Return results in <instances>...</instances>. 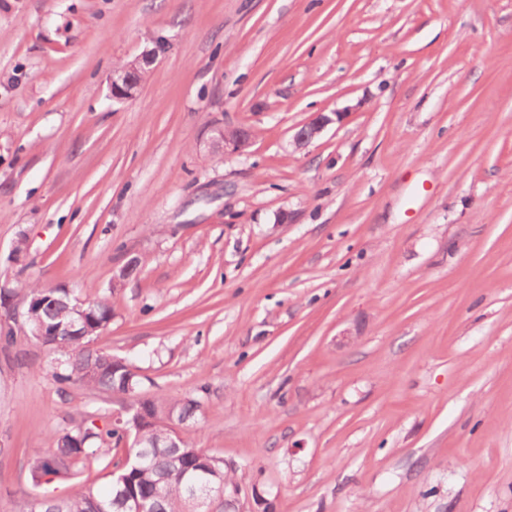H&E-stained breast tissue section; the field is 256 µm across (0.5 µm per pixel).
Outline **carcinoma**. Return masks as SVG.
I'll list each match as a JSON object with an SVG mask.
<instances>
[{"label": "carcinoma", "mask_w": 512, "mask_h": 512, "mask_svg": "<svg viewBox=\"0 0 512 512\" xmlns=\"http://www.w3.org/2000/svg\"><path fill=\"white\" fill-rule=\"evenodd\" d=\"M30 325L42 326L47 335L41 341L51 347L64 343L68 352L55 365L54 381L62 387L80 384L110 393L135 396L139 380L131 364L112 369V354L90 347L112 321V304L106 297L80 303L65 288L28 289ZM154 421L141 434L145 447L130 449V461L119 459L110 473L113 488L106 494L80 484L65 498L44 497L33 512H129V499L144 505V512H190L189 484L202 482V471L217 468L219 478L235 483V469L224 459L183 443L178 448H153L168 433V423H189L199 410L194 400L143 398ZM122 441V435L97 427H78L62 432L56 446L35 456L30 474L33 482L45 476L71 480L81 474L91 459H105Z\"/></svg>", "instance_id": "carcinoma-1"}]
</instances>
